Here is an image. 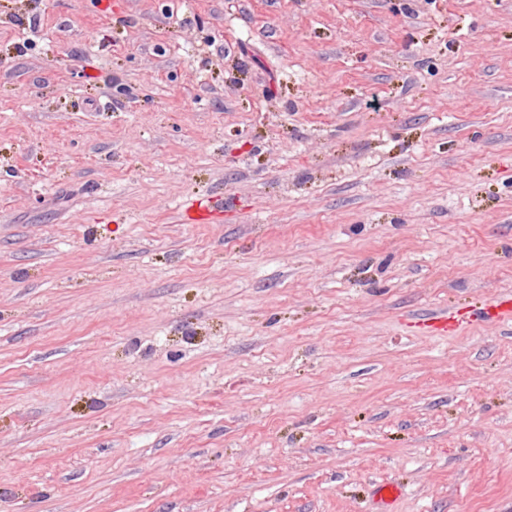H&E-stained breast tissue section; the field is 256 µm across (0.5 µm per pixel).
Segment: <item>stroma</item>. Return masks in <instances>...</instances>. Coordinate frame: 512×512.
<instances>
[{
	"label": "stroma",
	"mask_w": 512,
	"mask_h": 512,
	"mask_svg": "<svg viewBox=\"0 0 512 512\" xmlns=\"http://www.w3.org/2000/svg\"><path fill=\"white\" fill-rule=\"evenodd\" d=\"M509 295L512 0H0V512H512Z\"/></svg>",
	"instance_id": "obj_1"
}]
</instances>
